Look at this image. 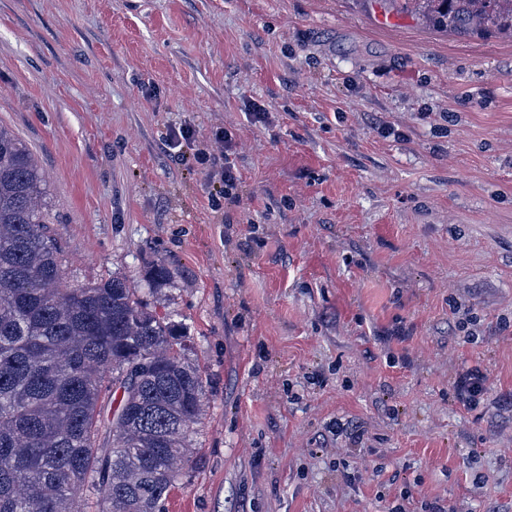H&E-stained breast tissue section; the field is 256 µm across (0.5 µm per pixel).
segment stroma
I'll list each match as a JSON object with an SVG mask.
<instances>
[{"label": "stroma", "instance_id": "stroma-1", "mask_svg": "<svg viewBox=\"0 0 512 512\" xmlns=\"http://www.w3.org/2000/svg\"><path fill=\"white\" fill-rule=\"evenodd\" d=\"M184 124L233 133L238 206L166 155ZM0 125L66 285L173 273L149 304L205 411L165 512H512V35L403 0H0ZM487 391V375L477 367L462 372L453 385L454 398L467 408L480 405Z\"/></svg>", "mask_w": 512, "mask_h": 512}]
</instances>
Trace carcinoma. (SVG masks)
<instances>
[{"instance_id":"cac0c4a2","label":"carcinoma","mask_w":512,"mask_h":512,"mask_svg":"<svg viewBox=\"0 0 512 512\" xmlns=\"http://www.w3.org/2000/svg\"><path fill=\"white\" fill-rule=\"evenodd\" d=\"M406 2L447 32L512 33V0ZM171 279L156 262L149 291ZM184 347L124 277L63 285L45 176L0 126V512H165L203 411ZM110 372L122 396L106 418Z\"/></svg>"}]
</instances>
